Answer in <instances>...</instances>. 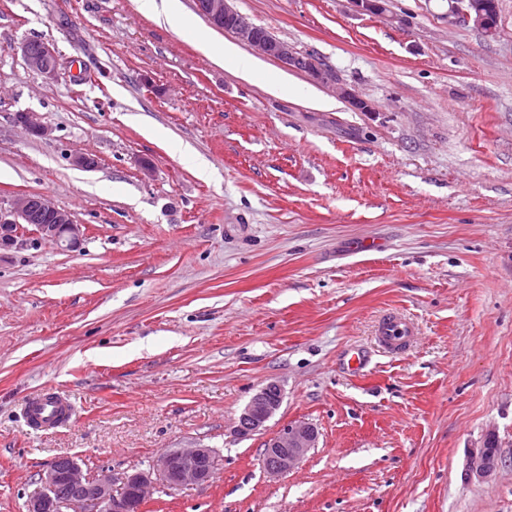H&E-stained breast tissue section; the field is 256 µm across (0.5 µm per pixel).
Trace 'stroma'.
Listing matches in <instances>:
<instances>
[{
    "label": "stroma",
    "mask_w": 512,
    "mask_h": 512,
    "mask_svg": "<svg viewBox=\"0 0 512 512\" xmlns=\"http://www.w3.org/2000/svg\"><path fill=\"white\" fill-rule=\"evenodd\" d=\"M180 3L191 30L139 0H0V207L44 193L86 227L76 251L0 249V512H26L58 456L145 472L199 445L213 479L155 486L142 512H512V0L492 36L448 0H233L369 112L271 59L248 80L215 65L195 41L227 32ZM30 39L54 75L27 67ZM279 76L296 94L268 92ZM391 311L414 328L399 355L376 343ZM270 382L280 409L236 436ZM47 390L75 417L37 433L23 407ZM298 421L316 448L267 477L266 440ZM27 66L40 74L51 76L55 70L56 54L50 44L42 39L29 40L21 47Z\"/></svg>",
    "instance_id": "obj_1"
}]
</instances>
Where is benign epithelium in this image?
<instances>
[{
    "mask_svg": "<svg viewBox=\"0 0 512 512\" xmlns=\"http://www.w3.org/2000/svg\"><path fill=\"white\" fill-rule=\"evenodd\" d=\"M195 4L212 27L233 34L287 69L303 71L321 84L334 86L354 109L375 111L371 103L314 56L297 52L286 41L266 39L248 16L234 8L231 0H195ZM488 8L484 0H448V17L459 25L483 28L489 25ZM21 52L31 70L46 76L54 73L56 54L47 41H26L21 45ZM15 123L39 138L51 134V128L38 121L31 112L17 113ZM31 234L38 240H52L71 250L78 249L85 237L83 225L75 223L67 211L39 193L21 196L9 211L0 209L1 248L22 247L28 243ZM281 403L282 393L277 384L262 387L240 413L236 432L250 436L265 430L266 422ZM317 438V430L307 423L285 426L265 444L261 458L263 471L274 478L294 469L316 446ZM489 447L490 444H485L475 462V471L481 476L490 475L497 465L496 454ZM217 461L213 449L197 446L162 454L149 472L102 470L89 474L83 472L74 459L58 456L41 479V491L30 498L27 512H57L62 504L71 512H140L153 485L177 489L191 482L207 483L214 475L212 465Z\"/></svg>",
    "mask_w": 512,
    "mask_h": 512,
    "instance_id": "obj_1",
    "label": "benign epithelium"
}]
</instances>
